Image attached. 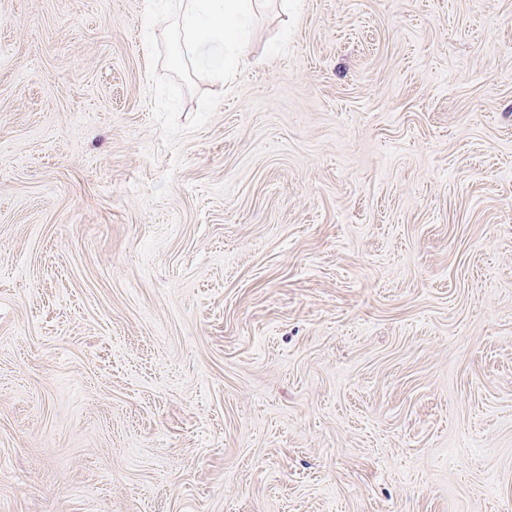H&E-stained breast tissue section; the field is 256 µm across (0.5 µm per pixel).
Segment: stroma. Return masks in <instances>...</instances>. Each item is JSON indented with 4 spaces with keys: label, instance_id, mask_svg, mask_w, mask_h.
I'll return each instance as SVG.
<instances>
[{
    "label": "stroma",
    "instance_id": "35a3bbf8",
    "mask_svg": "<svg viewBox=\"0 0 512 512\" xmlns=\"http://www.w3.org/2000/svg\"><path fill=\"white\" fill-rule=\"evenodd\" d=\"M147 0H0V512H512V0H273L162 146Z\"/></svg>",
    "mask_w": 512,
    "mask_h": 512
}]
</instances>
